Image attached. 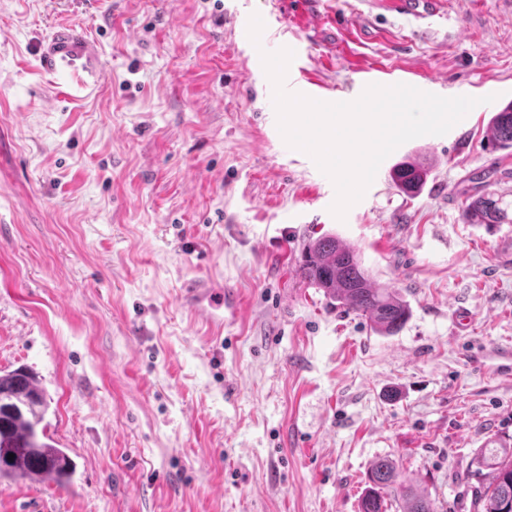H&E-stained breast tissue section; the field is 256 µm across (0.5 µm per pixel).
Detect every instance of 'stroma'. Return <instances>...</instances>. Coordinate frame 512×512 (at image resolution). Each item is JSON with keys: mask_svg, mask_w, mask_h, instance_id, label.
Returning a JSON list of instances; mask_svg holds the SVG:
<instances>
[{"mask_svg": "<svg viewBox=\"0 0 512 512\" xmlns=\"http://www.w3.org/2000/svg\"><path fill=\"white\" fill-rule=\"evenodd\" d=\"M58 26L95 46L101 81L77 102L37 66ZM293 42L336 99L370 69L496 99L387 157L428 166L419 193L382 175L340 220L261 69ZM510 102L498 0L425 19L367 0H0V370L37 373L75 466L62 488L0 482V512H359L381 457L387 512L410 487L473 512L479 449L512 439V224L462 208L512 203V152L488 140ZM325 233L408 302L398 333L300 277ZM199 279L240 293L222 333L180 299ZM509 217V204L503 202L502 198L495 197V193H487L469 203L463 209L462 217L467 224H511Z\"/></svg>", "mask_w": 512, "mask_h": 512, "instance_id": "35a3bbf8", "label": "stroma"}]
</instances>
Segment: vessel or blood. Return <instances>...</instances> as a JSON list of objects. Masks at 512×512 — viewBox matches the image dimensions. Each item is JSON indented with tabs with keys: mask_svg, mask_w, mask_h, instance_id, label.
Segmentation results:
<instances>
[{
	"mask_svg": "<svg viewBox=\"0 0 512 512\" xmlns=\"http://www.w3.org/2000/svg\"><path fill=\"white\" fill-rule=\"evenodd\" d=\"M374 5L400 14L421 17L427 14L435 0H372ZM41 69L49 74L67 70H84V77L77 82L63 85L62 95L79 100L96 88L100 81L98 71L89 68V46L85 39L67 27L55 28L39 57ZM184 303L211 328L221 330L234 325L241 314L239 293L228 286L208 280H199L182 293Z\"/></svg>",
	"mask_w": 512,
	"mask_h": 512,
	"instance_id": "b4317fda",
	"label": "vessel or blood"
}]
</instances>
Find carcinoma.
Here are the masks:
<instances>
[{"mask_svg":"<svg viewBox=\"0 0 512 512\" xmlns=\"http://www.w3.org/2000/svg\"><path fill=\"white\" fill-rule=\"evenodd\" d=\"M491 139L502 149L512 148V103L491 119ZM428 169L420 163L402 162L392 169V180L405 193L420 189ZM466 224H511L509 204L487 193L463 209ZM302 278L323 291L326 298L366 317L376 332L397 333L409 316V308L395 290L380 288L363 267L356 250L334 235L307 243L299 266ZM50 407L38 377L28 368L0 371V480L30 481L62 487L69 483L73 464L68 454L54 445L43 425ZM14 454L8 460V454ZM484 479L475 497L476 512H512V444L485 449L478 457ZM397 478L393 460L374 461L370 487L360 502V512H386L384 492ZM401 512H434L423 494L408 490Z\"/></svg>","mask_w":512,"mask_h":512,"instance_id":"carcinoma-1","label":"carcinoma"}]
</instances>
